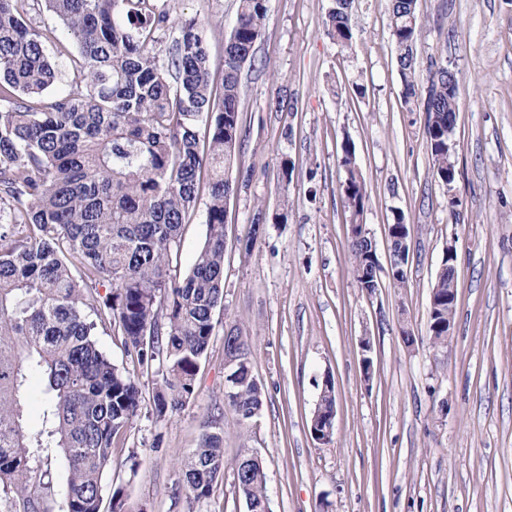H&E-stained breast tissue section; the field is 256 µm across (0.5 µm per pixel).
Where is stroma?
<instances>
[{"mask_svg": "<svg viewBox=\"0 0 512 512\" xmlns=\"http://www.w3.org/2000/svg\"><path fill=\"white\" fill-rule=\"evenodd\" d=\"M332 0H267L254 64L241 73V145L229 175L224 301L194 397L153 413V376L115 449L106 483L124 512H246L232 470L206 503H191L179 461L207 431L224 457L257 455L271 512H512V0H418L421 90L405 101L388 18L390 0H354L356 42L324 33ZM173 18L205 17L213 81L236 0H169ZM457 72V177L432 176L425 90ZM356 147L369 201L361 218L389 267L388 229H409L406 287L389 277L362 294L351 271L341 144ZM291 176H283L282 161ZM287 206V221L275 217ZM265 231L244 250L255 216ZM455 249L457 307L447 346L427 340L430 295ZM240 325L264 403L247 430L224 403V331ZM414 337L406 344L401 326ZM372 342L364 374L360 341ZM335 384V436L309 431L325 378Z\"/></svg>", "mask_w": 512, "mask_h": 512, "instance_id": "obj_1", "label": "stroma"}]
</instances>
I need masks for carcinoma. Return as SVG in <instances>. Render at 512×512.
<instances>
[{
  "instance_id": "carcinoma-1",
  "label": "carcinoma",
  "mask_w": 512,
  "mask_h": 512,
  "mask_svg": "<svg viewBox=\"0 0 512 512\" xmlns=\"http://www.w3.org/2000/svg\"><path fill=\"white\" fill-rule=\"evenodd\" d=\"M71 36L26 22L31 0H0V504L6 512H53L52 457L64 461L63 512H102L104 473L140 406L142 391L99 349L97 320H107L133 363L156 376L153 411L178 412L192 397L200 362L224 300L226 197L240 143L241 69L267 19L266 0H238L224 46V76L210 78L197 17L179 22L163 51L158 33L172 24L167 0H42ZM417 0H391L389 32L405 101L417 97L415 57L421 31ZM344 50L354 46L351 4L336 0L322 20ZM55 48V57L47 46ZM70 89L45 92L59 75ZM459 78L447 67L430 80L425 135L432 175L454 183L453 136ZM209 125L202 141L197 122ZM341 184L355 224L350 237L354 280L362 292L380 287L377 249L357 226L367 200L355 147L342 144ZM207 193L206 236L181 272L173 258L201 192ZM393 261L408 257V228L390 225ZM112 291L99 299L98 285ZM455 266H440L432 294L428 340L448 345L456 305ZM225 404L249 427L264 393L250 361L234 371ZM38 376L41 426L27 427L23 397ZM335 385L324 380L310 425L335 414ZM224 437L206 432L180 462L190 500L206 502L224 473ZM253 512L269 506L263 465L237 474Z\"/></svg>"
}]
</instances>
